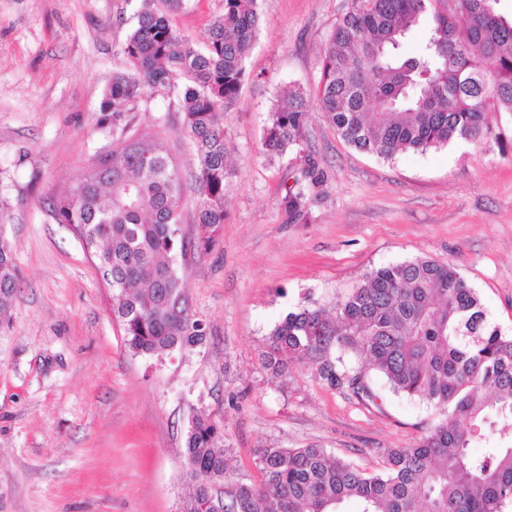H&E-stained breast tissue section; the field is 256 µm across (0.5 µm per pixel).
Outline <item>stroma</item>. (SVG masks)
<instances>
[{"mask_svg":"<svg viewBox=\"0 0 512 512\" xmlns=\"http://www.w3.org/2000/svg\"><path fill=\"white\" fill-rule=\"evenodd\" d=\"M350 0H259L248 78L224 114L226 216L181 273L206 340L162 357L133 354L110 290L46 200L63 195L112 142L102 94L122 61L133 0H0V234L22 274L0 329V512H178L191 490L180 456L189 419L224 424L229 483H260V448L316 446L373 471L382 450L415 446L433 407L376 400L264 368L271 329L298 306L325 309L373 269L416 258L457 265L488 319L512 331V112L491 136L382 159L345 143L310 110L299 151L267 156L281 92H314L328 35ZM222 0H184L171 21L205 39ZM135 129L182 116L158 96L123 113ZM321 173L303 215L283 205L307 163Z\"/></svg>","mask_w":512,"mask_h":512,"instance_id":"35a3bbf8","label":"stroma"}]
</instances>
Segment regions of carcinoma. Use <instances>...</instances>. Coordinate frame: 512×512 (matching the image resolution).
<instances>
[{
	"instance_id": "cac0c4a2",
	"label": "carcinoma",
	"mask_w": 512,
	"mask_h": 512,
	"mask_svg": "<svg viewBox=\"0 0 512 512\" xmlns=\"http://www.w3.org/2000/svg\"><path fill=\"white\" fill-rule=\"evenodd\" d=\"M183 0H139L105 89L99 123L117 122L157 95L183 113L182 134L197 165L194 237L183 230L185 184L164 130L123 127L96 154L49 216L70 226L112 289V314L125 345L163 356L203 343L189 312L177 260L204 254L224 224L229 184L220 114L237 100L246 59L261 25L258 0H223L206 41L197 45L170 20ZM499 0H352L326 44L314 96L291 88L266 129L264 150L298 146L310 105L328 114L357 150L389 159L490 132L489 112H512V17ZM431 27L417 56L401 41L425 17ZM313 165L288 188L297 220L318 184ZM19 268L0 236V328L10 324ZM303 363L332 389L372 397L367 372L389 388L441 411L413 448L384 450L368 473L323 448H263L260 484L234 483L224 504L229 449L211 416L188 423L182 457L194 493L181 512H340L357 498L363 512H503L512 504V335L490 322L453 264L415 259L372 270L329 311L306 305L270 331L264 366L284 376ZM485 445L480 455L470 449Z\"/></svg>"
}]
</instances>
